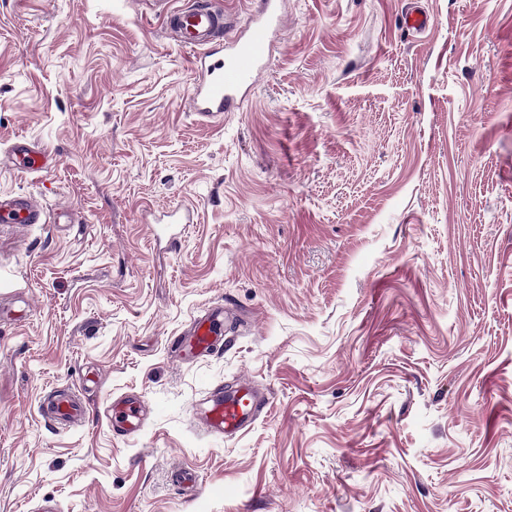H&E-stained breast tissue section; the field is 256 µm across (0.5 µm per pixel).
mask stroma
<instances>
[{
	"label": "stroma",
	"mask_w": 512,
	"mask_h": 512,
	"mask_svg": "<svg viewBox=\"0 0 512 512\" xmlns=\"http://www.w3.org/2000/svg\"><path fill=\"white\" fill-rule=\"evenodd\" d=\"M285 8L202 122L143 0H0V195L47 211L0 223V512H512V0ZM18 139L53 166L16 171ZM168 206L194 222L155 238ZM211 305L223 346L179 359ZM243 378L266 412L207 433ZM55 391L82 425L43 419ZM123 395L151 412L119 440Z\"/></svg>",
	"instance_id": "stroma-1"
}]
</instances>
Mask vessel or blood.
Wrapping results in <instances>:
<instances>
[{"instance_id":"b4317fda","label":"vessel or blood","mask_w":512,"mask_h":512,"mask_svg":"<svg viewBox=\"0 0 512 512\" xmlns=\"http://www.w3.org/2000/svg\"><path fill=\"white\" fill-rule=\"evenodd\" d=\"M153 14L164 18L178 45L193 52L194 74L190 93L195 114L204 119L223 118L254 91L262 78L275 36L283 20L284 0H259L245 30L228 36L224 13L213 0H197L194 8H175L171 0H149ZM9 159L24 173L47 169L53 160L44 147L20 141ZM46 211L34 197L0 196L1 224H39ZM224 340V312L217 309L195 318L188 331L176 340L179 357H197L211 352ZM268 403V397L249 382L212 395L199 420L211 434L232 438L248 430ZM41 415L56 425L80 421L84 408L71 393L52 395L43 403ZM107 415L113 431L121 437L139 434L147 420V408L135 397L112 401Z\"/></svg>"}]
</instances>
